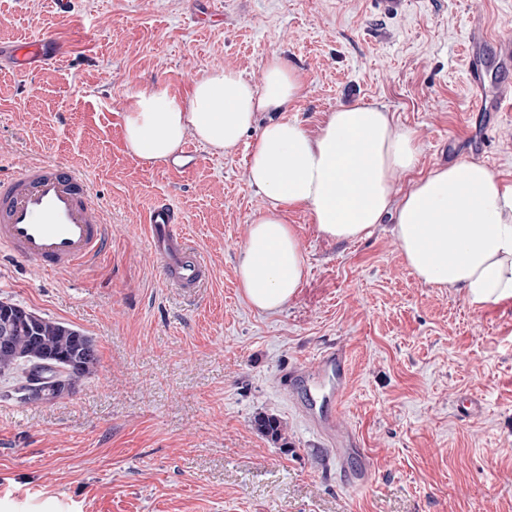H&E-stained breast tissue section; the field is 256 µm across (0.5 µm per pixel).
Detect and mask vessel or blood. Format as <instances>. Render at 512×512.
Masks as SVG:
<instances>
[{"label":"vessel or blood","instance_id":"obj_1","mask_svg":"<svg viewBox=\"0 0 512 512\" xmlns=\"http://www.w3.org/2000/svg\"><path fill=\"white\" fill-rule=\"evenodd\" d=\"M50 38L17 42L9 54L23 71L48 57ZM512 62V43L497 44V57L488 60L470 52L467 79L471 90L482 91L485 74L499 64ZM477 109L512 108V82H498L492 99H476ZM180 217L173 205L156 202L146 229L167 278L181 288H201L210 279V267L190 238L178 231ZM109 226L96 202L89 180L75 169L55 163L30 165L20 174L0 177V247L14 257L34 262L44 271L63 272L95 261L104 251ZM349 377L345 351H322L316 371L302 375L300 386H316L324 410L309 412V420L321 431L332 433L334 410L344 399Z\"/></svg>","mask_w":512,"mask_h":512}]
</instances>
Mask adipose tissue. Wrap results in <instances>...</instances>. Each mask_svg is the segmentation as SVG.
Returning <instances> with one entry per match:
<instances>
[{
    "label": "adipose tissue",
    "instance_id": "obj_1",
    "mask_svg": "<svg viewBox=\"0 0 512 512\" xmlns=\"http://www.w3.org/2000/svg\"><path fill=\"white\" fill-rule=\"evenodd\" d=\"M304 92L301 74L280 55L263 63L260 83L231 67H211L188 96L146 89L126 105L128 152L146 163L167 160L187 138L215 151L235 149L254 132L246 174L269 201L255 214L236 275L246 301L262 312L288 303L306 277V258L286 213L309 212L319 235L353 241L392 222L397 247L424 285L463 294L476 311L512 299V186L484 163L440 166L397 193L413 171L419 144L383 106H341L317 132L288 119ZM270 113L260 122L262 113Z\"/></svg>",
    "mask_w": 512,
    "mask_h": 512
}]
</instances>
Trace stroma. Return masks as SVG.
I'll list each match as a JSON object with an SVG mask.
<instances>
[{"label":"stroma","instance_id":"1","mask_svg":"<svg viewBox=\"0 0 512 512\" xmlns=\"http://www.w3.org/2000/svg\"><path fill=\"white\" fill-rule=\"evenodd\" d=\"M0 0V44L54 37L59 62H0V172L36 162L83 171L110 221L97 263L59 274L0 254V299L84 332L99 364L73 393L22 404L0 379V512H512V300L471 310L423 285L389 225L321 237L288 212L307 276L276 313L253 309L235 266L267 204L246 178L247 143L195 164L130 155L125 104L143 88L186 95L224 65L258 81L278 54L307 92L288 117L378 103L415 130L424 175L460 160L512 185V112H477L466 83L475 29L512 42V0ZM211 266L173 286L145 229L158 201ZM349 359L338 457L303 420L324 349ZM277 418L281 439L256 420ZM361 473L364 485L343 478Z\"/></svg>","mask_w":512,"mask_h":512}]
</instances>
